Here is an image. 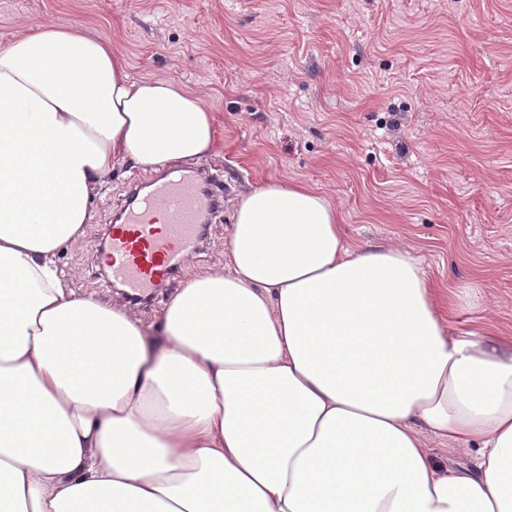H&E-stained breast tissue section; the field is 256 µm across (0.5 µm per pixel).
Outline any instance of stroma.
<instances>
[{"label": "stroma", "mask_w": 512, "mask_h": 512, "mask_svg": "<svg viewBox=\"0 0 512 512\" xmlns=\"http://www.w3.org/2000/svg\"><path fill=\"white\" fill-rule=\"evenodd\" d=\"M53 22L110 38L134 79H173L214 114L198 162L224 210L151 305L224 261L240 191H323L352 244L401 243L424 263L451 330L512 336V0H0V44ZM143 172L116 165L81 246L58 266L83 297L117 288L100 245Z\"/></svg>", "instance_id": "35a3bbf8"}]
</instances>
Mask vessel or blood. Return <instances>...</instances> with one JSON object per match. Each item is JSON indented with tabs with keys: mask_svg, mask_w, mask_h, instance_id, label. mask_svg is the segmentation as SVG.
Listing matches in <instances>:
<instances>
[{
	"mask_svg": "<svg viewBox=\"0 0 512 512\" xmlns=\"http://www.w3.org/2000/svg\"><path fill=\"white\" fill-rule=\"evenodd\" d=\"M216 189L195 173L169 170L153 179L117 217L103 253L113 283L127 298H150L197 249Z\"/></svg>",
	"mask_w": 512,
	"mask_h": 512,
	"instance_id": "b4317fda",
	"label": "vessel or blood"
}]
</instances>
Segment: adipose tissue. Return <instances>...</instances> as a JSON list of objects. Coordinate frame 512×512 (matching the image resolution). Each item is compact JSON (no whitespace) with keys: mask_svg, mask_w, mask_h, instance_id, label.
I'll return each instance as SVG.
<instances>
[{"mask_svg":"<svg viewBox=\"0 0 512 512\" xmlns=\"http://www.w3.org/2000/svg\"><path fill=\"white\" fill-rule=\"evenodd\" d=\"M218 143L196 92L132 79L108 39L0 46V512H512V337L453 335L410 249L352 246L320 190L241 192L158 331L70 287L58 255L119 160Z\"/></svg>","mask_w":512,"mask_h":512,"instance_id":"adipose-tissue-1","label":"adipose tissue"}]
</instances>
